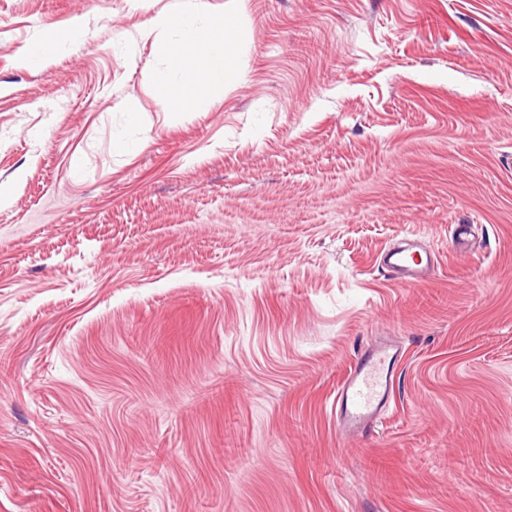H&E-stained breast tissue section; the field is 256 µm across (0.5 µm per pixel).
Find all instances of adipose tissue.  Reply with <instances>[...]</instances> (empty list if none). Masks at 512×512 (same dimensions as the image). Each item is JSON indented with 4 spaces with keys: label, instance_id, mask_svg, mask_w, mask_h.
<instances>
[{
    "label": "adipose tissue",
    "instance_id": "obj_1",
    "mask_svg": "<svg viewBox=\"0 0 512 512\" xmlns=\"http://www.w3.org/2000/svg\"><path fill=\"white\" fill-rule=\"evenodd\" d=\"M237 0H226L223 13L208 9L202 0H185L175 13L158 12L147 30L158 37L161 66L153 73L159 89L169 98L196 101L195 83L188 74L208 88L220 89L225 79L240 78L234 54L242 38L240 28L224 23V16L235 14Z\"/></svg>",
    "mask_w": 512,
    "mask_h": 512
}]
</instances>
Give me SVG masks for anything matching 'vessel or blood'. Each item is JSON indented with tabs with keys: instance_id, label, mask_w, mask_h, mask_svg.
<instances>
[{
	"instance_id": "1",
	"label": "vessel or blood",
	"mask_w": 512,
	"mask_h": 512,
	"mask_svg": "<svg viewBox=\"0 0 512 512\" xmlns=\"http://www.w3.org/2000/svg\"><path fill=\"white\" fill-rule=\"evenodd\" d=\"M387 265L408 283L423 281L434 267L431 255L409 247L389 250ZM395 352L380 345L359 357L336 393V426L344 434L370 433L382 421L395 383Z\"/></svg>"
}]
</instances>
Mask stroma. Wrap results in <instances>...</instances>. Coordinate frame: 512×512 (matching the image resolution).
<instances>
[{"label":"stroma","mask_w":512,"mask_h":512,"mask_svg":"<svg viewBox=\"0 0 512 512\" xmlns=\"http://www.w3.org/2000/svg\"><path fill=\"white\" fill-rule=\"evenodd\" d=\"M176 8L0 0V512H512V0H244L201 109L140 36ZM385 261L392 271L408 283L423 281L434 267L431 254L422 255L421 252L412 250L410 247L389 250ZM380 345L359 357L336 393V427L366 435L382 422L394 389L397 352Z\"/></svg>","instance_id":"35a3bbf8"}]
</instances>
